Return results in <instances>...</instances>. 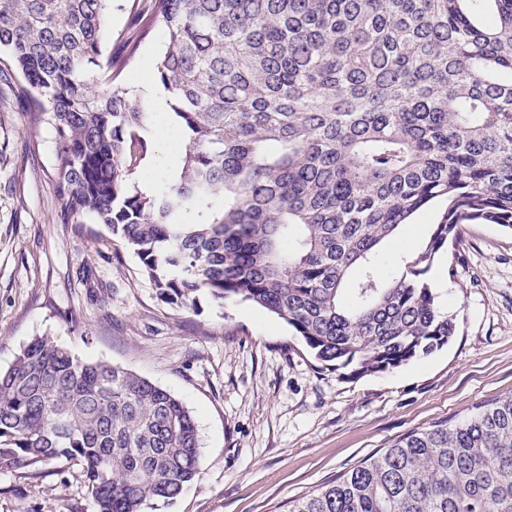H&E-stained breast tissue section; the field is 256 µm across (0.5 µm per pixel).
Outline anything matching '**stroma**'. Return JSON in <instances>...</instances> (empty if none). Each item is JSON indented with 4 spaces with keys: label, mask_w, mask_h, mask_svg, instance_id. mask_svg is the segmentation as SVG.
Instances as JSON below:
<instances>
[{
    "label": "stroma",
    "mask_w": 512,
    "mask_h": 512,
    "mask_svg": "<svg viewBox=\"0 0 512 512\" xmlns=\"http://www.w3.org/2000/svg\"><path fill=\"white\" fill-rule=\"evenodd\" d=\"M151 0H112L121 54ZM22 75L0 67V369L49 336L121 365L191 410L198 474L158 512H288L293 500L414 429L512 395V233L465 224L447 276L431 272L457 336L424 359L359 379L316 370L286 323L243 301L164 302L138 257L101 224L61 217L55 141L27 112ZM438 208L418 213L381 259L389 272ZM0 512H94L82 469L62 459L0 470Z\"/></svg>",
    "instance_id": "obj_1"
}]
</instances>
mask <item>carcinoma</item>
<instances>
[{"instance_id": "cac0c4a2", "label": "carcinoma", "mask_w": 512, "mask_h": 512, "mask_svg": "<svg viewBox=\"0 0 512 512\" xmlns=\"http://www.w3.org/2000/svg\"><path fill=\"white\" fill-rule=\"evenodd\" d=\"M103 56L112 0H0V51L50 125L64 218L134 251L163 301L268 310L356 379L458 333L429 281L460 226L512 232V0H151ZM186 134L179 179L133 182L152 115L119 76L153 26ZM434 205L418 249L381 255ZM194 418L48 336L0 370V470L79 464L96 512H154L198 472ZM290 512H512V396L408 432Z\"/></svg>"}]
</instances>
